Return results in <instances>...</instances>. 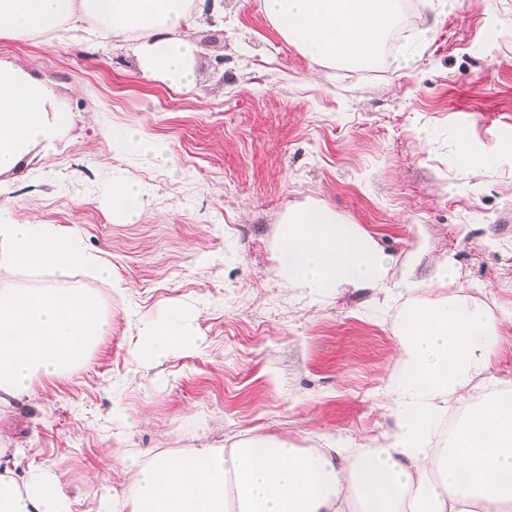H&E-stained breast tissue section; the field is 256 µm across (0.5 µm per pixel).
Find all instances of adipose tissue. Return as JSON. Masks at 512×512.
Here are the masks:
<instances>
[{
	"mask_svg": "<svg viewBox=\"0 0 512 512\" xmlns=\"http://www.w3.org/2000/svg\"><path fill=\"white\" fill-rule=\"evenodd\" d=\"M205 0H0V37L27 39L75 19L135 39L144 76L172 86L194 78L190 37ZM278 32L316 62L386 64L382 47L398 0H262ZM71 115L53 106L48 82L19 63L0 62V175L18 172L34 147L51 149ZM0 270L40 276L38 285L0 284V404L21 401L36 382L83 364L112 328L100 295L74 284L77 273L102 280L112 269L68 226L0 220ZM276 274L284 287L318 296L339 288H379L388 264L358 225L323 204L289 210L278 229ZM384 393L394 427L377 448L336 442L299 448L273 436L231 447L202 445L180 455L127 456L129 493L105 512H512V386L488 384L501 327L457 293L419 300L401 312ZM205 341L196 312L171 309L149 322L132 356L159 362ZM464 411H457V403ZM452 429L447 445L437 435ZM13 448L0 447V512H66V492L48 469L17 474Z\"/></svg>",
	"mask_w": 512,
	"mask_h": 512,
	"instance_id": "adipose-tissue-1",
	"label": "adipose tissue"
}]
</instances>
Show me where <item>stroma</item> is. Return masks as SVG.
Listing matches in <instances>:
<instances>
[{
  "mask_svg": "<svg viewBox=\"0 0 512 512\" xmlns=\"http://www.w3.org/2000/svg\"><path fill=\"white\" fill-rule=\"evenodd\" d=\"M419 2L417 60L372 72L308 60L261 0L197 18L186 86L144 78L132 41L109 32L0 38V61L47 80L72 114L55 151L0 184V205L17 223L77 226L112 266L108 282L75 277L101 295L110 334L50 391L0 405L17 473L52 469L71 512L126 496L127 463L106 455L116 413L139 453L257 434L372 448L393 425L380 388L407 302L463 292L512 309V158L499 152L512 140V0H450L439 15ZM130 128L165 142L169 162L144 164L121 140ZM465 137L493 157L480 175L459 161ZM116 177L148 191L136 223L107 202ZM311 200L377 242L385 287L314 298L278 283V226ZM442 262L455 270L444 286ZM176 306L198 311L204 345L136 363L144 324Z\"/></svg>",
  "mask_w": 512,
  "mask_h": 512,
  "instance_id": "1",
  "label": "stroma"
}]
</instances>
